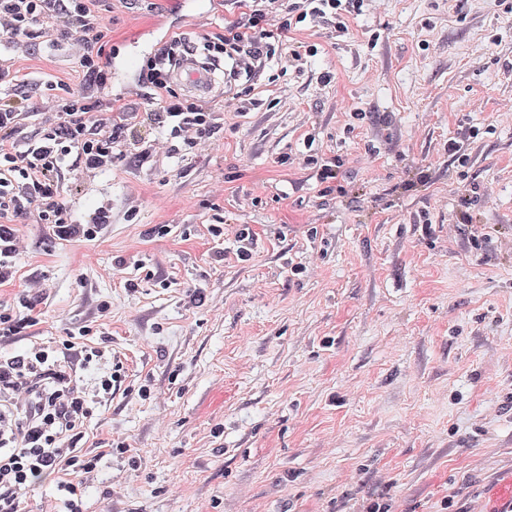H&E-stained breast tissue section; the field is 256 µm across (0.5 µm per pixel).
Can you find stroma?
<instances>
[{
  "label": "stroma",
  "mask_w": 512,
  "mask_h": 512,
  "mask_svg": "<svg viewBox=\"0 0 512 512\" xmlns=\"http://www.w3.org/2000/svg\"><path fill=\"white\" fill-rule=\"evenodd\" d=\"M95 11L109 31L98 96L130 112L171 35L195 48L241 13L237 0ZM299 37L316 55L274 85L265 67L249 111L216 69L223 125L190 153L160 145L67 174L70 223L109 214L95 239L60 238L32 211L11 224L24 249L0 306L37 323L0 349L83 329L123 364L75 441L102 456L81 477L85 512H356L381 495L395 512L448 499L512 512V13L371 0L348 34ZM83 52L0 45L18 73L0 98L25 107L15 139L44 133L50 87L81 82ZM310 154L340 157L344 193H324ZM466 180L488 197L462 206ZM465 212L477 234L449 232Z\"/></svg>",
  "instance_id": "35a3bbf8"
}]
</instances>
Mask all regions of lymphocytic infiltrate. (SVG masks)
Segmentation results:
<instances>
[{
    "label": "lymphocytic infiltrate",
    "mask_w": 512,
    "mask_h": 512,
    "mask_svg": "<svg viewBox=\"0 0 512 512\" xmlns=\"http://www.w3.org/2000/svg\"><path fill=\"white\" fill-rule=\"evenodd\" d=\"M92 0H0V32L22 42L41 37L52 23L59 40L84 42L83 84L64 86L55 104L50 134L17 144L0 142V283L15 256L14 217L36 211L42 223L59 236L69 234L63 196L64 161L75 157L83 170L112 164L113 154L149 155L151 146L137 128L151 124L171 153L194 149L212 137L220 118L209 102L177 96L170 85L169 66L182 46L179 36L165 43L144 69L151 88L149 107L142 113L102 104L96 89L107 82L96 44L108 36ZM241 17L223 31L205 36L202 47L214 62L230 61L247 86L233 95L240 110H248L250 81L268 62L298 67L317 51L298 40L300 24L309 23L337 34L346 32L351 17L361 15L364 0H243ZM115 373L101 376L94 394L80 386L70 366L50 363L48 352L34 347L21 353L0 351V512H21L25 496L37 478L53 475L65 512H84L83 492L74 473L93 472L98 456L72 447L76 430L92 413V398L112 394Z\"/></svg>",
    "instance_id": "f902f5d3"
}]
</instances>
